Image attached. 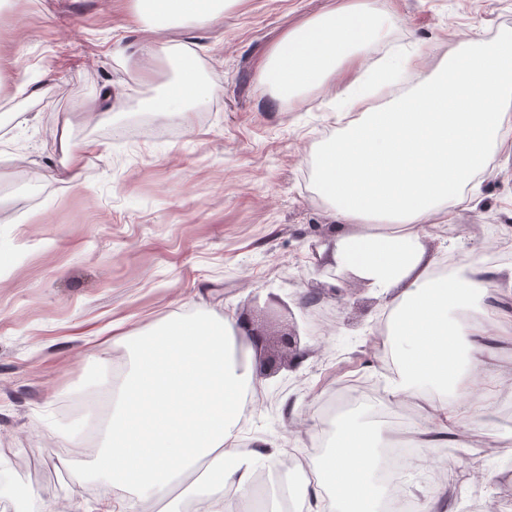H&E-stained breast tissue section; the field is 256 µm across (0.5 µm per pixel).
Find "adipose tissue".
I'll use <instances>...</instances> for the list:
<instances>
[{
  "label": "adipose tissue",
  "mask_w": 512,
  "mask_h": 512,
  "mask_svg": "<svg viewBox=\"0 0 512 512\" xmlns=\"http://www.w3.org/2000/svg\"><path fill=\"white\" fill-rule=\"evenodd\" d=\"M152 31L184 20L216 23L224 0H135ZM376 7L330 11L289 32L275 46L262 80L292 98L320 87L337 66L376 39L385 23ZM205 91L195 67L153 101L160 114L181 111ZM512 31L477 42L455 41L435 80L398 104L349 121L323 150L315 186L339 220L338 240L322 248L327 266L353 272L384 295L399 289L389 334L401 343L397 402L429 399L418 448L461 443L469 416L490 409L486 365L490 343L512 344V313L496 305L488 285L512 289V265L486 267L461 257L460 273L437 277L426 259L423 225L468 210L466 190L494 156L512 150ZM484 300V320L451 323L449 312ZM235 320L215 315L174 316L133 345L134 367L112 410L108 448L97 468L129 504L142 491L164 499L163 512H180L181 499L205 502V512H240L258 467L278 475L280 448H243L239 425L256 402L255 366L261 345L245 343L246 362L232 350ZM376 435L346 422L320 458L324 487L338 512H376Z\"/></svg>",
  "instance_id": "adipose-tissue-1"
}]
</instances>
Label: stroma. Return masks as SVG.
I'll use <instances>...</instances> for the list:
<instances>
[{
  "label": "stroma",
  "instance_id": "stroma-1",
  "mask_svg": "<svg viewBox=\"0 0 512 512\" xmlns=\"http://www.w3.org/2000/svg\"><path fill=\"white\" fill-rule=\"evenodd\" d=\"M368 0H226L224 23L184 22L155 34L131 0H5L0 5V512H97L111 482L96 469L108 442L85 450L74 398L112 391L128 375L130 336L174 315L295 319L310 354L260 381L241 423L252 443L319 461L318 410L348 380L390 392V346L374 338L391 301L359 287L296 307L326 275L312 245L333 234L315 191V157L343 134L341 91L371 82L390 57L417 58L431 80L457 36L488 40L512 29V0H386L392 22L371 50L337 68L325 90L287 101L260 81L290 31ZM156 37L190 48L211 94L170 121L150 104L182 57L152 64L137 50ZM120 109L96 111L102 90ZM480 204L460 220L425 225L428 256L487 263L512 251V155L497 154ZM507 448H439L399 471L408 503L423 508L437 483L449 512L502 506Z\"/></svg>",
  "mask_w": 512,
  "mask_h": 512
}]
</instances>
